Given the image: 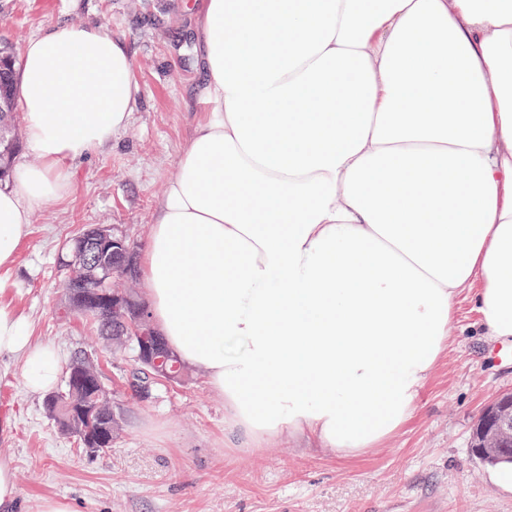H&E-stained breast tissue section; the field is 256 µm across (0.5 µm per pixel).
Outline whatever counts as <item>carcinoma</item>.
I'll use <instances>...</instances> for the list:
<instances>
[{
	"mask_svg": "<svg viewBox=\"0 0 512 512\" xmlns=\"http://www.w3.org/2000/svg\"><path fill=\"white\" fill-rule=\"evenodd\" d=\"M0 69L8 72L0 79V123H13L16 62ZM18 149L15 133L0 137V169L10 170ZM65 266L69 272L64 286L68 309L89 320L103 343L131 347L137 368L128 386L134 397L148 399L156 381L182 382L189 378L187 369L169 349L150 315H142L147 306L138 299L137 272H127L121 256L114 255L105 265L93 268L70 253ZM82 405L94 407L98 423L107 434L117 432L119 415L104 394L98 362L84 353L73 358L64 388L48 394L45 407L63 432L79 439L81 447L98 448L99 435L87 432L83 421L73 414V409Z\"/></svg>",
	"mask_w": 512,
	"mask_h": 512,
	"instance_id": "carcinoma-1",
	"label": "carcinoma"
}]
</instances>
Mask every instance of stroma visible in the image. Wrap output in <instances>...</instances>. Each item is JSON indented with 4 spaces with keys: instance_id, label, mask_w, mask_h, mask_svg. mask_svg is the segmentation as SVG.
<instances>
[{
    "instance_id": "stroma-1",
    "label": "stroma",
    "mask_w": 512,
    "mask_h": 512,
    "mask_svg": "<svg viewBox=\"0 0 512 512\" xmlns=\"http://www.w3.org/2000/svg\"><path fill=\"white\" fill-rule=\"evenodd\" d=\"M193 0H0V43L21 54L54 25L101 28L124 41L136 92L127 129L74 161L60 202L32 215L0 299L27 321L33 342L62 364L97 357L122 415L111 448L88 453L30 393L21 359L0 357V458L18 482L15 512L47 499L74 512H512L471 451L483 408L512 392V343L481 336L469 294L457 299L452 341L410 424L381 447L340 458L304 437L254 444L231 429L223 398L203 374L153 386L147 400L125 384L130 348L102 346L65 307L66 248L89 224H109L144 249L153 215L195 117L206 112L190 29Z\"/></svg>"
}]
</instances>
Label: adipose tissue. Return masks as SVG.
<instances>
[{"label": "adipose tissue", "instance_id": "ef3b65f1", "mask_svg": "<svg viewBox=\"0 0 512 512\" xmlns=\"http://www.w3.org/2000/svg\"><path fill=\"white\" fill-rule=\"evenodd\" d=\"M195 0L198 116L140 259L153 320L262 442L337 456L401 431L455 303L512 340V0ZM124 44L56 26L23 50L35 162L0 187V273L70 161L129 123ZM0 355L55 387L58 352L0 302Z\"/></svg>", "mask_w": 512, "mask_h": 512}]
</instances>
